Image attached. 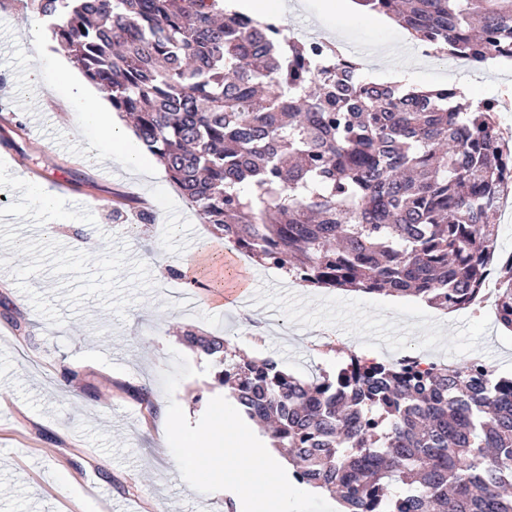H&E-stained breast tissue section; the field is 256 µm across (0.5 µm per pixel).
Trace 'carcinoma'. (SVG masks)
<instances>
[{
	"mask_svg": "<svg viewBox=\"0 0 512 512\" xmlns=\"http://www.w3.org/2000/svg\"><path fill=\"white\" fill-rule=\"evenodd\" d=\"M482 62L512 50V0H359ZM211 233L308 285L472 305L501 260L496 196L512 148L461 92L401 90L223 0H23ZM496 320L512 331V275ZM224 366L243 414L343 512H512V377L393 364L303 380L272 359Z\"/></svg>",
	"mask_w": 512,
	"mask_h": 512,
	"instance_id": "cac0c4a2",
	"label": "carcinoma"
}]
</instances>
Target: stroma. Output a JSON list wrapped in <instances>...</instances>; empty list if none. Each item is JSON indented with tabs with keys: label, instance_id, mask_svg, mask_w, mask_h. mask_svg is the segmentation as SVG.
<instances>
[{
	"label": "stroma",
	"instance_id": "obj_1",
	"mask_svg": "<svg viewBox=\"0 0 512 512\" xmlns=\"http://www.w3.org/2000/svg\"><path fill=\"white\" fill-rule=\"evenodd\" d=\"M19 11L18 0H0V80L14 92L13 111H0V256L24 250L20 263L0 264V512H242L223 492L186 484L159 435L169 400L194 423L211 398L233 396L194 335L303 378L335 374L341 344L386 361L427 353L461 366L480 352L496 376H512V332L470 307L442 323L436 308L403 296L393 314L390 296L300 288L244 255L252 288L226 302L230 245L163 166L143 179L89 163L97 130L62 98L47 61L63 49L49 36L30 45ZM323 29L369 52L393 37L361 12L336 11ZM507 80L494 87L461 72L454 87L474 102L507 100L497 120L512 134V64ZM59 138L68 153L54 152ZM59 179L67 195L35 204V191ZM174 350L196 374L170 398L160 375Z\"/></svg>",
	"mask_w": 512,
	"mask_h": 512
}]
</instances>
